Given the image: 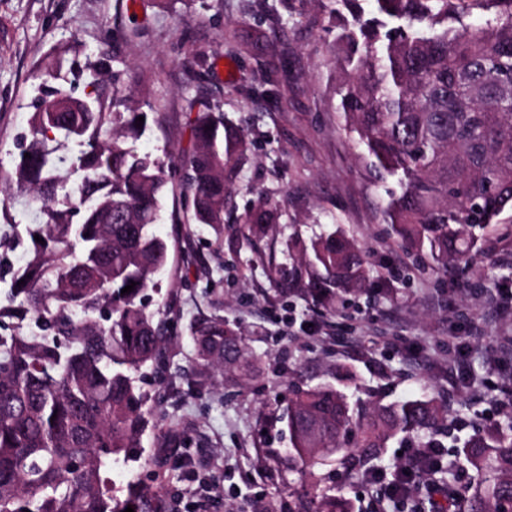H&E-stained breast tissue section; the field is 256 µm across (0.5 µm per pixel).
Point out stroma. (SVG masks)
Instances as JSON below:
<instances>
[{"label":"stroma","instance_id":"35a3bbf8","mask_svg":"<svg viewBox=\"0 0 512 512\" xmlns=\"http://www.w3.org/2000/svg\"><path fill=\"white\" fill-rule=\"evenodd\" d=\"M264 34L274 53L245 52L230 31ZM123 39L126 89L147 128L139 141L164 165L189 146L186 100L221 96L224 114L253 143L232 185L236 214L266 195L280 204L275 228L258 236L263 253L284 262L288 237L338 230L366 251L371 294L349 295L327 311L279 292L247 254L228 250L203 224L189 223L167 195L159 234L169 261L150 291L167 337L161 376L145 373L156 427L143 438L148 465L112 469L125 495L130 474L159 492L168 512H294L317 486L376 512L373 488L338 460L313 476L288 472L281 417L293 387L334 381L351 368V404L434 393L448 398L444 446L512 417V211L465 271L419 270L389 233L385 185L374 182L340 127L334 76L325 63L335 29L317 0H0V185L27 132L42 69L59 44L70 57ZM221 318L240 327L259 376L236 381L201 365L193 321ZM468 347L455 370L457 345Z\"/></svg>","mask_w":512,"mask_h":512}]
</instances>
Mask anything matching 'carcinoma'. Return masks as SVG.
<instances>
[{
  "mask_svg": "<svg viewBox=\"0 0 512 512\" xmlns=\"http://www.w3.org/2000/svg\"><path fill=\"white\" fill-rule=\"evenodd\" d=\"M317 2L329 24L359 5ZM375 2L377 16L342 26L330 50L336 112L374 176L394 180L384 214L397 239L437 268L470 267L512 211V0ZM475 10L490 18L464 22ZM116 64L125 61L114 46L46 70L13 160L11 182L41 219L22 269L0 237V277L11 280L0 319L30 316L42 335L19 327L0 336V512H165L137 480L121 498L106 477L136 458L151 424L155 400L137 375L164 364L166 338L144 301L168 262L156 225L166 194L177 191L193 223L224 234L250 147L224 120L222 99L189 98L190 148L169 181L160 159L138 147L145 127L136 118L147 113L121 94ZM70 141L79 152H60ZM278 217L259 199L228 249L263 262L252 234ZM286 249L288 262L269 268L273 282L329 308L369 281L363 251L340 233L290 237ZM190 333L200 360L242 377L259 371L224 320H196ZM447 422L448 403L435 396L359 409L334 384L297 387L286 413L288 466L304 475L339 454L365 475L399 434L441 447ZM461 457L473 475L458 490ZM419 478L456 491L458 512H512V418L474 431L459 454ZM305 512H352L351 501L328 490Z\"/></svg>",
  "mask_w": 512,
  "mask_h": 512,
  "instance_id": "cac0c4a2",
  "label": "carcinoma"
}]
</instances>
